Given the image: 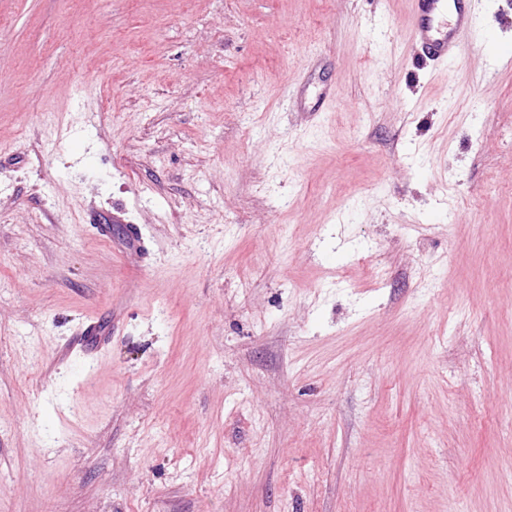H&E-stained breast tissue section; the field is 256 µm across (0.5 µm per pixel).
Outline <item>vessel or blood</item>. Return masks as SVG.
I'll use <instances>...</instances> for the list:
<instances>
[{"label": "vessel or blood", "instance_id": "1", "mask_svg": "<svg viewBox=\"0 0 512 512\" xmlns=\"http://www.w3.org/2000/svg\"><path fill=\"white\" fill-rule=\"evenodd\" d=\"M410 38L424 60L444 62L468 43L474 34V0H409ZM112 333L99 320L85 321L79 330L78 348L91 355L104 348Z\"/></svg>", "mask_w": 512, "mask_h": 512}]
</instances>
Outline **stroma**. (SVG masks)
Returning <instances> with one entry per match:
<instances>
[{"label": "stroma", "instance_id": "obj_1", "mask_svg": "<svg viewBox=\"0 0 512 512\" xmlns=\"http://www.w3.org/2000/svg\"><path fill=\"white\" fill-rule=\"evenodd\" d=\"M475 4L435 68L408 0H0V512H512V0ZM78 348L85 355H92L104 348L111 340L112 332L99 319L85 321L79 332Z\"/></svg>", "mask_w": 512, "mask_h": 512}]
</instances>
